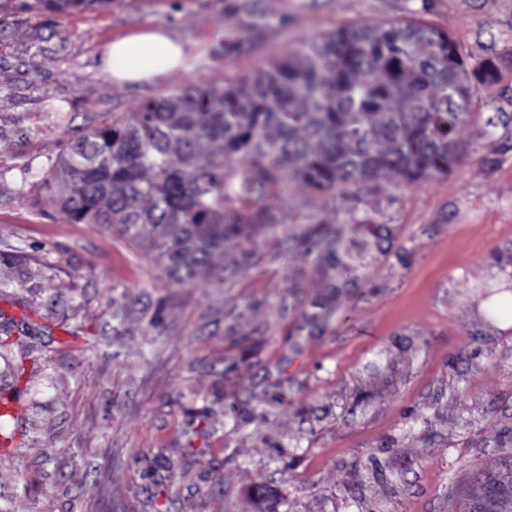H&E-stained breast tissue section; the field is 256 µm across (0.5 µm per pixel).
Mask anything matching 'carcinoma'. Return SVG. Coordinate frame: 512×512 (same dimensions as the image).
<instances>
[{"mask_svg": "<svg viewBox=\"0 0 512 512\" xmlns=\"http://www.w3.org/2000/svg\"><path fill=\"white\" fill-rule=\"evenodd\" d=\"M111 2L35 0L60 15ZM500 76L495 60L470 66L451 36L427 23L345 24L252 75L192 84L135 112L112 113L59 158L65 178L43 184L65 220L141 244L178 286L245 276L258 238L287 229L280 195L322 199L334 219L318 214L284 233L324 281L322 292L306 297L297 291L304 272L294 271L281 298L312 332L393 241L391 225L363 208L362 190H378L392 174L414 183L451 173L472 88ZM204 142L221 150L203 154ZM359 228L368 237H355ZM233 239L240 250L213 266ZM475 482L476 496L452 492L455 512L492 493L496 512H512V458L480 470Z\"/></svg>", "mask_w": 512, "mask_h": 512, "instance_id": "cac0c4a2", "label": "carcinoma"}]
</instances>
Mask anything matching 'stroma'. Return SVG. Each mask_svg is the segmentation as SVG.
<instances>
[{
	"mask_svg": "<svg viewBox=\"0 0 512 512\" xmlns=\"http://www.w3.org/2000/svg\"><path fill=\"white\" fill-rule=\"evenodd\" d=\"M401 18L472 62L512 61V0H112L62 17L0 0V312L37 326L0 330V512H452V489L512 455V71L475 88L452 173L366 196L393 244L313 333L280 299L289 271L305 296L322 282L281 235L245 277L178 288L37 184L112 113ZM155 26L183 67L113 79L105 46Z\"/></svg>",
	"mask_w": 512,
	"mask_h": 512,
	"instance_id": "stroma-1",
	"label": "stroma"
}]
</instances>
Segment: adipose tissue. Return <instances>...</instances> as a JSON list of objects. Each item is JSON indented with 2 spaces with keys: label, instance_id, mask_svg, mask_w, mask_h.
I'll return each mask as SVG.
<instances>
[{
  "label": "adipose tissue",
  "instance_id": "adipose-tissue-1",
  "mask_svg": "<svg viewBox=\"0 0 512 512\" xmlns=\"http://www.w3.org/2000/svg\"><path fill=\"white\" fill-rule=\"evenodd\" d=\"M105 61L115 80L151 84L182 67L184 46L162 29L154 28L109 44L105 49Z\"/></svg>",
  "mask_w": 512,
  "mask_h": 512
}]
</instances>
